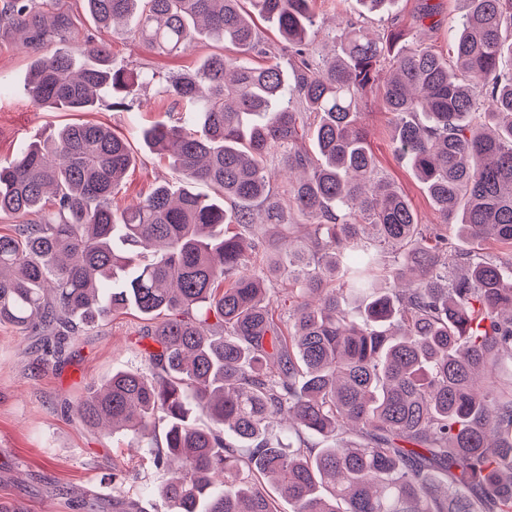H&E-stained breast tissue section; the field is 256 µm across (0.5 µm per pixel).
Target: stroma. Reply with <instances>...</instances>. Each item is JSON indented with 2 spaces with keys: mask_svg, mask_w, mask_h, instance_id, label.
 Masks as SVG:
<instances>
[{
  "mask_svg": "<svg viewBox=\"0 0 512 512\" xmlns=\"http://www.w3.org/2000/svg\"><path fill=\"white\" fill-rule=\"evenodd\" d=\"M421 0H395L388 12L368 14L357 0H314L318 28L311 51L322 57L334 53L333 36L342 20L362 22L371 32L395 25L406 31L407 44L424 43L448 51V25L459 17L460 0H432L437 14L421 22ZM115 65L163 74L195 70L211 55L224 53L223 43L197 40L188 50L163 56L150 51L137 37L119 33L109 39ZM32 53L19 35L0 33V81L10 91L0 94V162L8 163L21 145L40 140L73 122L110 126L125 138L137 156L118 205L135 201L165 181L177 178L168 163L142 145L144 128L171 123L186 111L183 103L148 87L132 111L116 112L100 105L91 112H62L33 105L24 91ZM361 121L380 175L410 201L424 224L438 223L433 203L414 171L396 155L392 145V115L378 93L361 107ZM146 325L133 310L115 314L104 325L79 336L57 355L54 347L31 351L34 332L0 325V512H112V477L123 476L128 498L145 512H165L151 490L161 480L145 449L122 433L85 426L73 413L91 386L119 370L143 368L137 339Z\"/></svg>",
  "mask_w": 512,
  "mask_h": 512,
  "instance_id": "35a3bbf8",
  "label": "stroma"
}]
</instances>
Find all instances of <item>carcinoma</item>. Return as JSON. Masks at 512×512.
Listing matches in <instances>:
<instances>
[{
  "label": "carcinoma",
  "mask_w": 512,
  "mask_h": 512,
  "mask_svg": "<svg viewBox=\"0 0 512 512\" xmlns=\"http://www.w3.org/2000/svg\"><path fill=\"white\" fill-rule=\"evenodd\" d=\"M82 2L159 54L199 35L235 54L144 73L51 0H0V28L35 50L34 105L91 112L109 96L129 111L155 83L193 114L143 131L179 184L123 209L136 156L103 124L63 125L0 164V217L19 224L0 234V324L63 347L121 309L150 322L145 366L74 412L147 443L166 512H278L265 482L293 512H512V275L445 233L512 252V0H461L446 56L349 20L322 60L311 0ZM378 87L440 224L378 176L360 112ZM271 152L300 171L278 192ZM285 276L286 308L270 296Z\"/></svg>",
  "instance_id": "cac0c4a2"
}]
</instances>
